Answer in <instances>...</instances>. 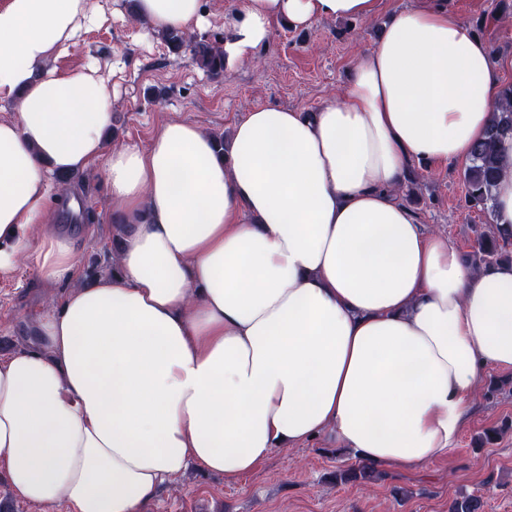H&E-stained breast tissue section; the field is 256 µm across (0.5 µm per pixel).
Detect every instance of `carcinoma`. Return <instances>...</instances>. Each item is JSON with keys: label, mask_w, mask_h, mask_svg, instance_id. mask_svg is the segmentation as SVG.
I'll use <instances>...</instances> for the list:
<instances>
[{"label": "carcinoma", "mask_w": 512, "mask_h": 512, "mask_svg": "<svg viewBox=\"0 0 512 512\" xmlns=\"http://www.w3.org/2000/svg\"><path fill=\"white\" fill-rule=\"evenodd\" d=\"M161 37L174 52L185 47L191 49L196 64L209 75L219 77L224 73L221 42L199 39L178 30L165 32ZM499 97L501 104L493 112L487 134L471 147L464 171L468 205L489 214L493 212V190L504 169L497 144L501 137L512 134V84L502 87ZM511 241L512 230H496L495 236L480 243V261L488 267L504 261L505 245ZM339 478L344 482L358 478L374 480L377 471L367 466L350 468L341 471ZM482 507L478 497L464 495L453 502L450 512H482Z\"/></svg>", "instance_id": "obj_1"}]
</instances>
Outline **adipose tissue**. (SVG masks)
<instances>
[{"mask_svg": "<svg viewBox=\"0 0 512 512\" xmlns=\"http://www.w3.org/2000/svg\"><path fill=\"white\" fill-rule=\"evenodd\" d=\"M380 0H238L226 64L273 24L369 20ZM156 32L201 0H135ZM87 0L0 5V279L34 252L70 283L34 349L0 357V468L15 494L68 512H141L189 466L237 481L323 433L372 465L446 453L485 368L512 370V264L475 268L399 189L413 161L467 159L498 104L489 45L417 0L355 60L341 95L303 113L248 110L227 158L167 122L147 148L107 147L96 69L48 71ZM493 220L512 225V136ZM103 162L124 226L112 275L80 282L48 208L49 177Z\"/></svg>", "mask_w": 512, "mask_h": 512, "instance_id": "1", "label": "adipose tissue"}]
</instances>
